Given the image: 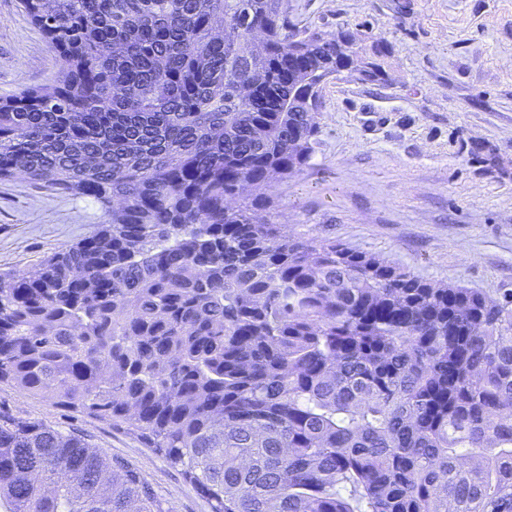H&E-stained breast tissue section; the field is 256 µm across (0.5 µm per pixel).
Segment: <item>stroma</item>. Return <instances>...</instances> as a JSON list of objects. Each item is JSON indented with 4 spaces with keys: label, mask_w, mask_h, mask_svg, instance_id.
Instances as JSON below:
<instances>
[{
    "label": "stroma",
    "mask_w": 512,
    "mask_h": 512,
    "mask_svg": "<svg viewBox=\"0 0 512 512\" xmlns=\"http://www.w3.org/2000/svg\"><path fill=\"white\" fill-rule=\"evenodd\" d=\"M300 27L384 47L382 83L330 79L309 163L272 175L292 237L379 255L435 285L512 292V0H286ZM59 59L21 0H0V99L54 85ZM94 199L0 182V274L22 277L92 235ZM0 409L74 431L137 468L172 512H210L133 434L4 386Z\"/></svg>",
    "instance_id": "35a3bbf8"
}]
</instances>
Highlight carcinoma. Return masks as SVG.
I'll return each mask as SVG.
<instances>
[{
	"label": "carcinoma",
	"mask_w": 512,
	"mask_h": 512,
	"mask_svg": "<svg viewBox=\"0 0 512 512\" xmlns=\"http://www.w3.org/2000/svg\"><path fill=\"white\" fill-rule=\"evenodd\" d=\"M61 65L0 101V181L98 231L0 276V383L135 434L210 512H512V294L270 221L346 33L283 0H21ZM224 33H213L216 19ZM4 512H170L84 436L0 410Z\"/></svg>",
	"instance_id": "1"
}]
</instances>
